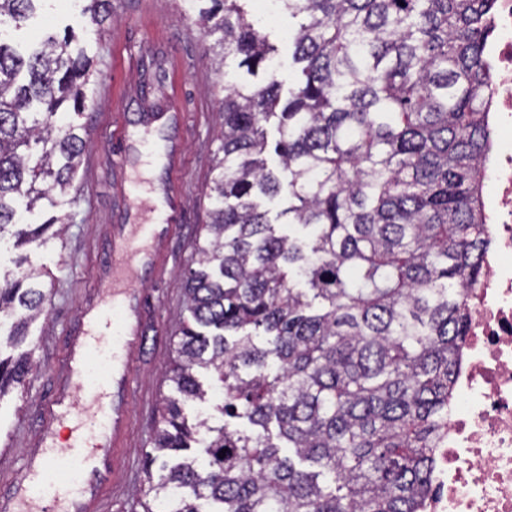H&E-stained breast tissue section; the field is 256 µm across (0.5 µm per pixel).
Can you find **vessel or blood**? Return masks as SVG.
<instances>
[{
  "instance_id": "1",
  "label": "vessel or blood",
  "mask_w": 512,
  "mask_h": 512,
  "mask_svg": "<svg viewBox=\"0 0 512 512\" xmlns=\"http://www.w3.org/2000/svg\"><path fill=\"white\" fill-rule=\"evenodd\" d=\"M161 222L134 224L112 240L111 308L86 305L70 338L63 370L67 379L82 377L89 365L103 360V371L87 391L88 405L73 443L57 449L43 433L28 457L24 479L0 495V512H103L109 476L125 462L133 421L130 355L143 343L144 299L134 281L156 274L170 238L182 221L177 193L165 198ZM73 403L60 387L46 407L48 419L69 414ZM105 436L110 452L88 448L89 436Z\"/></svg>"
}]
</instances>
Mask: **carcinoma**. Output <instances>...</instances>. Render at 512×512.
<instances>
[{
	"label": "carcinoma",
	"mask_w": 512,
	"mask_h": 512,
	"mask_svg": "<svg viewBox=\"0 0 512 512\" xmlns=\"http://www.w3.org/2000/svg\"><path fill=\"white\" fill-rule=\"evenodd\" d=\"M42 0H0L20 26ZM100 24L111 0H85ZM224 118L206 239L145 458L142 512H417L466 341L464 294L489 238L484 52L494 0H278L297 78L250 0H206ZM93 59L72 34L21 53L0 37V241L44 243L61 217L18 221L71 188ZM288 183L268 168L265 123ZM287 192L276 218L264 208ZM41 273L0 278L16 349L47 315ZM0 356V397L32 373Z\"/></svg>",
	"instance_id": "cac0c4a2"
}]
</instances>
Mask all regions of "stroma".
<instances>
[{"mask_svg":"<svg viewBox=\"0 0 512 512\" xmlns=\"http://www.w3.org/2000/svg\"><path fill=\"white\" fill-rule=\"evenodd\" d=\"M249 9L279 49L277 80L282 89L292 88L296 73L290 66L287 15L271 0H251ZM68 26L81 31L94 59L95 75L87 90L90 103L78 118L86 148L74 187L60 198L58 207L45 204L28 217L39 224L54 213L64 216L66 230L61 238L23 252L42 271L51 306L31 327L36 368L28 384L0 398V491L22 479L27 453L49 427L43 407L62 381L59 364L82 306L108 304L105 286L112 265L113 226L154 223L157 206L150 194L155 185L169 183L184 196V217L158 278L138 285L147 315L145 341L131 355L134 421L126 450L128 467L116 476L103 503L104 512H141L143 461L152 448L157 409L170 392L163 370L176 341V326L188 316L181 273L192 262V245L207 220L204 190L212 176L221 127L215 75L205 51L209 39L196 22L193 0H112V14L99 29L81 16L78 0H42L34 17L9 35L23 50ZM175 95L189 114L186 124L152 132L144 143L179 142L181 157L145 176L148 160L141 150L130 148L123 157L114 156L109 141L112 123L121 117L131 122L170 111Z\"/></svg>","mask_w":512,"mask_h":512,"instance_id":"1","label":"stroma"}]
</instances>
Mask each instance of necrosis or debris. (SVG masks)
<instances>
[{"mask_svg": "<svg viewBox=\"0 0 512 512\" xmlns=\"http://www.w3.org/2000/svg\"><path fill=\"white\" fill-rule=\"evenodd\" d=\"M482 205L490 246L421 512H512V0H495Z\"/></svg>", "mask_w": 512, "mask_h": 512, "instance_id": "1", "label": "necrosis or debris"}]
</instances>
